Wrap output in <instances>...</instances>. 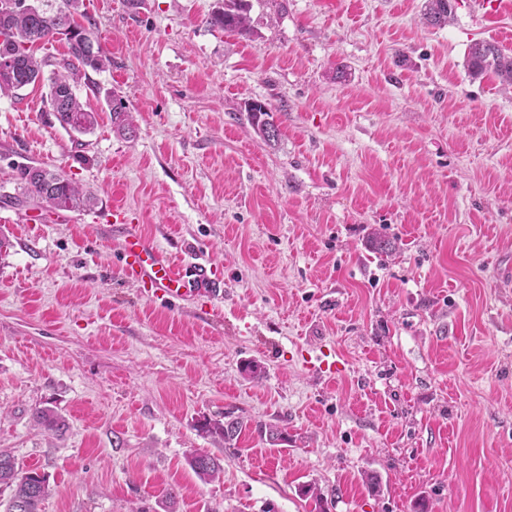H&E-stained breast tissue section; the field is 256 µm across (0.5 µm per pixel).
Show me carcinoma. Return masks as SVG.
Returning <instances> with one entry per match:
<instances>
[{"label": "carcinoma", "mask_w": 512, "mask_h": 512, "mask_svg": "<svg viewBox=\"0 0 512 512\" xmlns=\"http://www.w3.org/2000/svg\"><path fill=\"white\" fill-rule=\"evenodd\" d=\"M17 0H0V94L18 91L44 80L46 62L34 54L39 43H49L57 38L66 40L69 56L63 60L61 70L50 77L49 103L60 125L77 133L91 131L96 123L95 113L86 110L76 97L73 83L81 70L95 71L105 68L110 59L94 31V23L82 10L84 0H40L28 8H20ZM251 0H219V6L209 17V24L243 37L252 35ZM454 10L453 0H428L424 20L435 27L448 24ZM86 20L82 25L74 15ZM468 68L475 76L492 73L503 84L512 85V55L503 53L491 40L473 43L468 52ZM112 128L121 136L134 133L133 116L123 98L109 94ZM249 119L254 129L265 140L277 141L278 126L271 109L261 101L248 106ZM16 184L19 196L33 199L53 210H86L95 204V197L64 172L47 168L21 165L16 167ZM35 422L48 431L64 429L63 418L50 408H38L33 414ZM245 427L244 420L231 412L224 413V421L206 420L201 428L207 433L233 446ZM188 465L195 476L204 483L220 480L224 474L221 459L208 453H193ZM10 490L6 501H0L4 512H42L41 505L50 493L47 475L35 469L23 470L14 456L0 451V494ZM299 496L314 503L312 512H325L324 494L312 483L298 487Z\"/></svg>", "instance_id": "obj_1"}]
</instances>
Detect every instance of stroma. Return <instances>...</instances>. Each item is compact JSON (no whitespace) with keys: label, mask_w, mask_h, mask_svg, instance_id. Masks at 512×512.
<instances>
[{"label":"stroma","mask_w":512,"mask_h":512,"mask_svg":"<svg viewBox=\"0 0 512 512\" xmlns=\"http://www.w3.org/2000/svg\"><path fill=\"white\" fill-rule=\"evenodd\" d=\"M215 3L84 0L111 58L76 87L90 133L61 127L47 86L0 96V451L48 475L43 512H164L170 488L175 512H311L304 482L329 512H512V86L466 65L477 40L512 54V0H456L440 28L426 0H258L248 38L207 24ZM25 164L94 207L15 203ZM117 204L205 255L217 295L172 305L122 279ZM322 350L346 363L323 382L303 367ZM228 410L247 422L232 448L200 429ZM195 452L223 478L200 482ZM106 101L110 106V117L112 128L117 134L129 138L134 133L133 116L123 101V98L112 94H107ZM248 114L251 125L268 142L277 141L279 136L278 126L273 120L271 109L266 103L253 101L248 106ZM188 465L195 476L204 483L220 480L224 474L221 459L208 453H193L188 458Z\"/></svg>","instance_id":"obj_1"}]
</instances>
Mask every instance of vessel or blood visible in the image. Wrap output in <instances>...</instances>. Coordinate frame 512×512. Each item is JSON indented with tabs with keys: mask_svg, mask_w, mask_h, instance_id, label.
<instances>
[{
	"mask_svg": "<svg viewBox=\"0 0 512 512\" xmlns=\"http://www.w3.org/2000/svg\"><path fill=\"white\" fill-rule=\"evenodd\" d=\"M112 218V233L122 242L119 271L124 279L138 284L145 296L175 302L213 295L215 282L203 256L175 259L134 224L126 209H113ZM306 365L317 379L332 378L345 369L343 360L331 361L322 354L307 359Z\"/></svg>",
	"mask_w": 512,
	"mask_h": 512,
	"instance_id": "1",
	"label": "vessel or blood"
}]
</instances>
